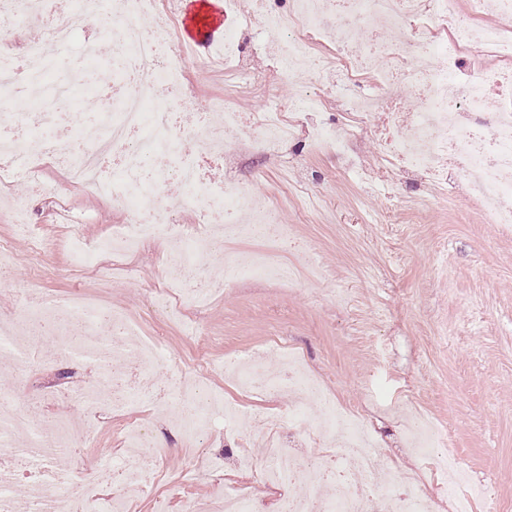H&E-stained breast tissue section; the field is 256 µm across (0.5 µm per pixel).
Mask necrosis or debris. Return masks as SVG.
I'll return each mask as SVG.
<instances>
[{
    "instance_id": "obj_1",
    "label": "necrosis or debris",
    "mask_w": 512,
    "mask_h": 512,
    "mask_svg": "<svg viewBox=\"0 0 512 512\" xmlns=\"http://www.w3.org/2000/svg\"><path fill=\"white\" fill-rule=\"evenodd\" d=\"M468 4L464 11L459 0H293L287 15L267 12L264 24L279 34L278 60L293 81H305L308 72L315 70L310 49L314 36L323 29L336 47L342 91H349L360 75L374 80L375 94L349 101L353 110L362 113V121L337 136L328 128H316L313 139L319 146L346 154L363 133L364 118L376 110L386 111L393 130L380 139L385 157L432 184L448 172L463 178L470 201L487 223L511 225L512 37L481 24L480 19L511 13L512 0H468ZM46 10V0H0L2 38L22 32L39 17L47 19L46 41L28 44L15 66L0 68V97L10 99L20 92L28 97L25 111L0 114V190L10 185L18 169L25 168L31 193L44 192L40 172L31 167L28 154V137L38 129L42 132L38 151L62 169L65 185L123 203L129 212L126 223L111 237L72 241L77 265L93 266L116 248L130 250L144 240L166 236L178 242L165 256L177 282L199 280L192 298L209 293L214 283L202 277L208 263V239L186 232L171 209L156 204V187L164 179L178 183L181 207L198 211L200 223L223 225L225 233L238 238L251 237L257 225H265L268 249L252 260L225 256L226 276L293 281V272L277 260L280 247L288 240V225L279 222L274 209L259 206L248 191H228L202 175L200 160L223 157L245 119L226 107L223 99L215 98L195 128L181 126L178 104L191 95L184 72L204 66L205 61L188 54L179 43L172 14L159 11L157 0H74L63 19L47 16ZM92 16L112 25L116 95L112 107L94 115L104 136L91 148L79 150L67 114L57 107L67 98L74 74L60 70L49 87L44 77L49 67L60 65V50L70 45L74 33ZM146 17L151 20L147 26L142 23ZM379 22L396 30L397 39L380 40L374 31ZM491 53L496 54L498 66L482 63V56ZM161 86L168 91L163 99L157 96ZM402 89L421 100L419 110L408 112L398 106ZM496 92L503 99L492 109L488 101ZM160 153L176 159L163 174L152 166ZM109 159L116 161L120 180L103 177ZM244 212L253 213L252 223L238 222V214ZM58 312L72 320L75 335L60 338L57 363L82 357L98 368L96 386L72 392L85 416L82 434L89 438L101 413L130 411L149 380L141 374L120 372L111 338L99 333L106 319L117 334L134 335V328L121 314H104L100 305L71 293L44 297L32 309L31 318L39 321ZM282 362L285 369L277 374L264 372L245 357L224 368L245 392L284 391L292 401L285 415L243 416L244 427L258 437L260 455L237 459V468L258 471L261 481L281 489L302 479L305 494L285 497L286 512H378L379 501L386 497L392 498L394 512H434L431 500L419 494L413 472L377 468L376 443L363 420L325 401L321 382L296 357L284 355ZM196 391L183 378L172 396L159 398L163 409L176 417L183 439L189 441L206 433L222 405L214 393L204 406L187 413ZM315 399L322 401L323 411L319 421L311 424L305 420L304 408ZM287 426L298 432V443H289L283 436ZM60 427V421H44L37 410L0 404V512H15L7 491L21 476L29 482L37 512H69L76 500L83 512H130L132 500L155 473L156 461L146 454L156 444L152 433L144 426H133L126 437L133 451L124 452L118 462L99 464L94 485L114 488L108 497L100 498L75 493L72 477L49 480L39 470V463L67 447L68 438ZM19 430L24 431L26 443L17 451L8 447L7 440ZM411 436L413 447L422 454L441 449L435 461L440 474L464 476L449 451L453 441L447 427L416 426ZM310 447L324 449L320 461L307 455ZM329 485L336 494L321 503L317 491Z\"/></svg>"
}]
</instances>
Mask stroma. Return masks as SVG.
<instances>
[{"mask_svg":"<svg viewBox=\"0 0 512 512\" xmlns=\"http://www.w3.org/2000/svg\"><path fill=\"white\" fill-rule=\"evenodd\" d=\"M291 5L292 0H235L221 27L193 41L194 51L205 56L223 44L227 30H235L240 61L257 78L242 80L218 64L188 69L196 106L180 122L196 126L200 105L232 96L250 124L240 128L221 161L205 166L204 175L222 186L245 188L276 208L280 222L292 228L284 259L300 264L315 258L323 279L228 282L219 255L209 261L207 274L220 292L206 302L184 304L173 317L155 308V293L166 285L163 257L172 241L146 240L103 273L73 266L71 253L59 246L71 232L57 221L55 196H27L20 179L12 192L27 197V212L17 217L0 207V239L10 240L13 254L11 271L0 275V320L20 317L21 293L33 302L48 294H92L99 305L123 311L140 336L159 341L184 369L198 357L208 358V388L251 413H284L289 402L276 394L241 395L224 375L225 360L250 354L268 365L274 345L288 347L338 406L367 423L379 445L378 467L420 471L440 512H453L439 476L408 442L412 415L446 424L472 484L486 494L475 512H486L487 498H512V227L484 223L462 179L431 187L400 174L382 157L375 136L386 122L382 112L372 114L345 160L317 151L310 128L274 151L259 149L250 125L272 95L285 103L303 94L319 99L312 125L337 133L356 120L338 91L336 68L321 70L307 84L283 73L260 14L271 9L284 15ZM64 206L89 241L110 235L127 219L119 204L79 188L66 191ZM37 239L45 246L39 276L30 268ZM96 382V371L82 360L46 370L0 358V399L49 419L81 420L78 405L55 390ZM138 416L169 454L158 464L153 491L134 502V512H185L194 501L215 510L225 487L238 485L247 487L258 512H280L279 490L235 467L236 457L255 450L248 437L228 430L223 417H216L197 447L185 450L171 418L160 415L153 401L140 404ZM127 423L123 414L104 413L95 441L73 435L57 467L71 475L74 458L93 465L121 455Z\"/></svg>","mask_w":512,"mask_h":512,"instance_id":"stroma-1","label":"stroma"}]
</instances>
